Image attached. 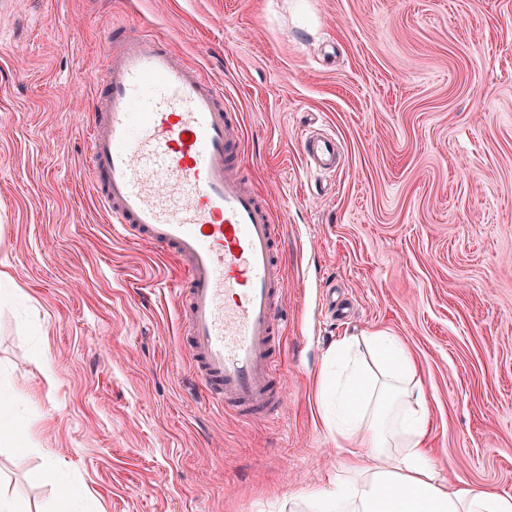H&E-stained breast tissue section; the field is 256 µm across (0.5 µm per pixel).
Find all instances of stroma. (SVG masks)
I'll use <instances>...</instances> for the list:
<instances>
[{
    "instance_id": "1",
    "label": "stroma",
    "mask_w": 512,
    "mask_h": 512,
    "mask_svg": "<svg viewBox=\"0 0 512 512\" xmlns=\"http://www.w3.org/2000/svg\"><path fill=\"white\" fill-rule=\"evenodd\" d=\"M118 21L224 86L285 262L287 400L204 404L167 251L112 232L86 169ZM334 135L335 173L302 141ZM0 497L17 512H316L346 478L318 394L336 340L402 338L431 464L512 493V0H5ZM335 295L336 310L326 298Z\"/></svg>"
}]
</instances>
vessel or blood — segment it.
Segmentation results:
<instances>
[{
  "mask_svg": "<svg viewBox=\"0 0 512 512\" xmlns=\"http://www.w3.org/2000/svg\"><path fill=\"white\" fill-rule=\"evenodd\" d=\"M109 34L87 130L96 198L114 233L180 260L184 341L208 405L244 421L276 417L285 399L279 227L239 174V123L223 87L181 64L163 37L119 23ZM304 154L331 172L339 150L320 135Z\"/></svg>",
  "mask_w": 512,
  "mask_h": 512,
  "instance_id": "1",
  "label": "vessel or blood"
}]
</instances>
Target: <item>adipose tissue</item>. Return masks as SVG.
Here are the masks:
<instances>
[{
    "label": "adipose tissue",
    "mask_w": 512,
    "mask_h": 512,
    "mask_svg": "<svg viewBox=\"0 0 512 512\" xmlns=\"http://www.w3.org/2000/svg\"><path fill=\"white\" fill-rule=\"evenodd\" d=\"M328 354L343 372L319 399L336 403L328 425L353 476L321 496L318 512H512V495L450 484L430 464L426 391L400 338L352 336Z\"/></svg>",
    "instance_id": "obj_1"
}]
</instances>
